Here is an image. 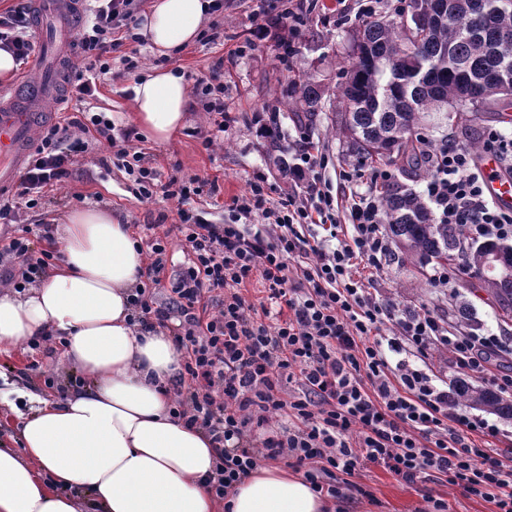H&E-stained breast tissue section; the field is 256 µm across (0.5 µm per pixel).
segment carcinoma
<instances>
[{
	"label": "carcinoma",
	"mask_w": 512,
	"mask_h": 512,
	"mask_svg": "<svg viewBox=\"0 0 512 512\" xmlns=\"http://www.w3.org/2000/svg\"><path fill=\"white\" fill-rule=\"evenodd\" d=\"M410 0L406 15L380 16L363 22L351 35V55L337 88L341 107L339 136L348 158L360 165L385 160L411 178L433 175L426 164L408 166L419 152L420 126L425 114L461 104L488 106L504 99L494 77L512 74V0ZM325 88L310 80L291 86L290 104L311 119L320 111ZM267 152L288 174L287 148L273 131ZM388 238L414 266L446 263L466 238L461 224L437 223L424 197L411 190L383 185L378 191ZM462 272L478 281L479 290L512 317V243L491 238L474 242L466 252ZM452 406L468 405L512 420V398L474 385L458 376Z\"/></svg>",
	"instance_id": "cac0c4a2"
}]
</instances>
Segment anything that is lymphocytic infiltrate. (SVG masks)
I'll return each instance as SVG.
<instances>
[{"instance_id": "f902f5d3", "label": "lymphocytic infiltrate", "mask_w": 512, "mask_h": 512, "mask_svg": "<svg viewBox=\"0 0 512 512\" xmlns=\"http://www.w3.org/2000/svg\"><path fill=\"white\" fill-rule=\"evenodd\" d=\"M134 0H93L79 38L81 64L69 95L94 98L117 40L114 21L133 17ZM29 8L19 0L0 17V44L20 63L35 53ZM114 125L103 112L80 110L45 129L19 183V196L41 193L72 175L75 157L90 141L117 149L138 163L140 194L186 198V187L159 183L143 167L142 152L117 148ZM292 168L305 181L304 197L267 199L254 182L239 213L259 224H208L192 209H178L176 229L194 255L191 266L166 275V247L152 241L151 260L135 290V320L143 328L173 326L182 364L175 379V413L213 436L219 455L214 479L224 498L258 462L287 459L320 494H342L341 476L366 464L406 483L430 477L512 512V457L475 444L499 427L451 407L447 388L419 366L435 345L446 347L459 373L512 395V370L491 371L492 357L512 359V339L451 332L428 314L396 317L371 276L391 247L375 197L350 194L336 205L314 171L324 155L302 137ZM434 175L426 195L438 223L463 224L469 238L512 239V211L486 194L475 157L456 142L428 154ZM53 252L34 256L27 238L0 246V282L20 286L50 266ZM169 289H161L162 279ZM260 281L264 301L245 291ZM396 322L398 333L382 328ZM296 384L284 396L285 384ZM288 416L282 431L267 433L273 417Z\"/></svg>"}]
</instances>
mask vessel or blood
Segmentation results:
<instances>
[{
  "label": "vessel or blood",
  "instance_id": "1",
  "mask_svg": "<svg viewBox=\"0 0 512 512\" xmlns=\"http://www.w3.org/2000/svg\"><path fill=\"white\" fill-rule=\"evenodd\" d=\"M34 33L41 46L18 87L0 93V196L12 189L24 163L51 113L48 103L59 102L65 86L63 64L73 57L74 31L83 0H29ZM479 168L487 194L503 209H512V174L498 158L486 153Z\"/></svg>",
  "mask_w": 512,
  "mask_h": 512
}]
</instances>
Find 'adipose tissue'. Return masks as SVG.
<instances>
[{
  "label": "adipose tissue",
  "mask_w": 512,
  "mask_h": 512,
  "mask_svg": "<svg viewBox=\"0 0 512 512\" xmlns=\"http://www.w3.org/2000/svg\"><path fill=\"white\" fill-rule=\"evenodd\" d=\"M211 0H151L135 33L159 55L194 44ZM134 118L158 143L183 129L182 72L155 68L130 87ZM61 263L18 293L0 289V351L47 334L80 386L46 400L0 388V408L27 403L15 448L0 443V512H337L287 468L258 463L225 499L208 484L217 458L206 431L173 413L181 362L170 335L142 331L131 299L145 255L111 210L74 207L56 226Z\"/></svg>",
  "instance_id": "1"
}]
</instances>
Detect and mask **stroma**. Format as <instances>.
<instances>
[{"label":"stroma","mask_w":512,"mask_h":512,"mask_svg":"<svg viewBox=\"0 0 512 512\" xmlns=\"http://www.w3.org/2000/svg\"><path fill=\"white\" fill-rule=\"evenodd\" d=\"M223 10L211 15L202 38L182 54L163 59L144 44L125 41L112 54L111 80L105 81L93 105L111 113L116 128L134 131L132 147L147 156L150 168L161 180L188 181L199 178L216 186L211 195L191 197L190 203L211 224L230 219L234 199L246 194L250 184L263 180L271 201L287 195H303V183L283 175L266 155V139L260 130L277 126L287 148H294L301 134H308L326 157L320 170L321 180L337 186L339 173L347 168L346 146L337 135L332 102H325L313 122L298 121L288 106V80L306 77L336 89L340 73L351 51L350 32L360 24L361 0H320L306 25L293 39L294 52L282 58L277 39L267 38L254 49L238 54L255 25V10L266 5L274 16L286 8L289 0H223ZM224 63V92L219 97H190L186 124L181 133L166 144H158L138 134L131 105L130 85L154 67L164 65L184 71L188 82L204 77L215 61ZM223 105L236 121L218 134L215 150L202 144L201 134L210 130L206 109ZM101 206L119 215L123 223L133 225L136 237H144V227L158 223L160 217H174L178 200H143L136 193L131 176L117 162L101 164L97 152L79 156L73 175L65 183L46 189L34 208H19L13 223H0V241L25 236L33 254L52 246L45 230L54 228V220L73 207ZM441 265L430 263L423 269L389 261L374 277V286L397 313H430L451 318L455 302L466 299L473 305L470 329L482 336H512V324H505L497 309L487 300L463 288L442 287L437 276ZM0 372L8 374L46 397H62L74 387L75 376L62 364L59 351L51 343L32 346L26 343L0 354ZM370 490L361 497L357 489ZM442 501L447 512H492L493 505L478 497L463 495L461 489L430 481L407 485L379 466H367L344 488L343 512H430L433 501Z\"/></svg>","instance_id":"stroma-1"}]
</instances>
